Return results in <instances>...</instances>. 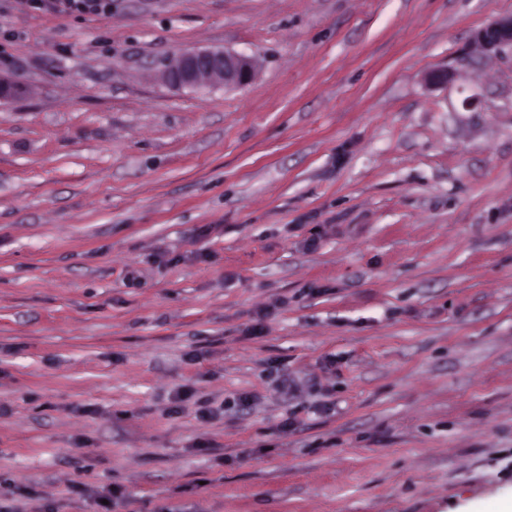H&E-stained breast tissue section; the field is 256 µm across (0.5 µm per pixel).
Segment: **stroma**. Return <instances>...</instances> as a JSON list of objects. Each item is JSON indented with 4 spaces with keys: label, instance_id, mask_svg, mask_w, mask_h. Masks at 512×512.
Here are the masks:
<instances>
[{
    "label": "stroma",
    "instance_id": "35a3bbf8",
    "mask_svg": "<svg viewBox=\"0 0 512 512\" xmlns=\"http://www.w3.org/2000/svg\"><path fill=\"white\" fill-rule=\"evenodd\" d=\"M508 15L0 0V512L511 505ZM196 48L253 82L163 84ZM475 42L483 51L494 55L512 49V16L493 19L476 33Z\"/></svg>",
    "mask_w": 512,
    "mask_h": 512
}]
</instances>
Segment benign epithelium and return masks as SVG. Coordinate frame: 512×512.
I'll list each match as a JSON object with an SVG mask.
<instances>
[{
  "instance_id": "benign-epithelium-1",
  "label": "benign epithelium",
  "mask_w": 512,
  "mask_h": 512,
  "mask_svg": "<svg viewBox=\"0 0 512 512\" xmlns=\"http://www.w3.org/2000/svg\"><path fill=\"white\" fill-rule=\"evenodd\" d=\"M475 42L494 55L512 49V16L493 19L476 33ZM162 76L167 84L179 88H243L255 78V63L251 57L229 49H193L165 64Z\"/></svg>"
}]
</instances>
